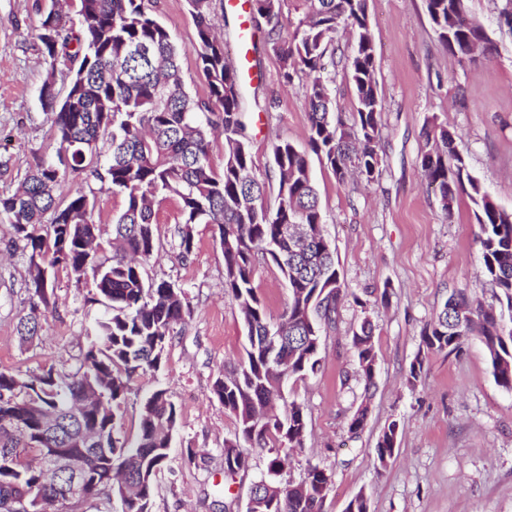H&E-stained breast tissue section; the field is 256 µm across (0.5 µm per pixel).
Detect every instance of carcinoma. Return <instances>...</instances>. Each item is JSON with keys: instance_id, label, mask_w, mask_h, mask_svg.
<instances>
[{"instance_id": "1", "label": "carcinoma", "mask_w": 512, "mask_h": 512, "mask_svg": "<svg viewBox=\"0 0 512 512\" xmlns=\"http://www.w3.org/2000/svg\"><path fill=\"white\" fill-rule=\"evenodd\" d=\"M286 0H252L251 29L281 62L289 82L300 71L315 77L308 85V146L301 151L286 140L271 145L279 174L277 202L266 205V184L255 171L242 120L240 70L226 60L214 30L224 0H187L196 30L195 51L206 93L184 90L180 49L145 0H79L74 25L59 0L41 14L38 39L50 60L41 88L45 110L54 114L55 153H34L21 186L0 195V214L11 217L14 245L27 254L30 313L19 320L20 336L37 334L41 311L57 308L54 282L60 270L82 271L91 284L84 301L104 303L95 321L96 341L72 372L54 366L40 372L0 371V512L23 497L41 500V512L61 504L66 512H99L102 498H121L122 512H151L155 480L168 462L178 410L158 389L140 405V432L133 442L117 437L121 404L140 372L159 370L163 353L190 314L186 293L166 280H148L142 265L158 248L155 206L160 195L179 204L174 236L183 258L194 250L191 225L214 224L224 255V292L237 303L247 328L246 358L213 384L237 431L224 447V472L249 467V448L268 449L266 474L254 499L258 512H324L332 477L308 466L295 482L283 478L285 448H301L308 428L307 409L282 395L289 380L317 374L322 337L335 324L336 304L347 294L335 251L324 241V215L309 154H315L339 182L356 170L375 180L381 162L384 104L375 78L376 56L369 28L368 0H292L300 14L289 36L281 16ZM439 39L460 59H471V43L484 34L467 9V0H425ZM351 30L355 43L343 69L352 81L356 112L346 123L333 110L330 84L336 73V36ZM61 68L68 84L56 87ZM224 132V167L210 159L212 135ZM429 149L420 158L428 186L453 215L461 193L476 207L482 269L498 287L499 307L474 304L462 292L451 294L421 334L428 351L457 350L466 339L484 344L496 383L512 392V211L497 207L467 171L453 134L441 126L424 128ZM108 146L104 164L90 166L83 151ZM93 178L124 195L125 207L113 221L110 253L100 259L85 250L101 239L94 199L74 180ZM50 222L43 224L45 214ZM271 261L288 284V306L272 321L253 286L257 259ZM374 326L363 320L352 345L364 381L374 386ZM104 433L98 452L82 443L84 429ZM377 442V459L386 467L397 448L399 425ZM82 457L83 483L63 469L47 474L40 461L56 450Z\"/></svg>"}]
</instances>
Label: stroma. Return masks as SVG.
I'll use <instances>...</instances> for the list:
<instances>
[{"label":"stroma","instance_id":"obj_1","mask_svg":"<svg viewBox=\"0 0 512 512\" xmlns=\"http://www.w3.org/2000/svg\"><path fill=\"white\" fill-rule=\"evenodd\" d=\"M34 0H0V193L14 192L33 161L48 151L51 115L40 89L50 71L37 38L40 17ZM470 13L493 45L491 56L459 61L437 38L425 0H368L376 51V80L384 100L381 173L372 183L357 176L338 182L313 163L325 230L336 248L349 292L327 333L316 375L288 382L289 399L309 413L303 448L290 451L287 474L303 477L316 464L332 476L324 512H345L364 493L369 512H512V392L495 381L490 359L477 338L459 350L422 352L420 335L448 295L464 292L483 305L496 289L484 277L475 207L460 195L453 215L427 189L419 160L422 131L440 125L452 132L470 175L500 208L512 210V31L504 25L502 0H467ZM157 20L181 50L186 90L205 93L186 0H150ZM239 19L227 13L217 31L230 63L246 56L251 78L243 83L244 122L256 173L275 200L279 177L271 144L288 140L308 147L306 85L279 76V59L254 38L240 48ZM158 252L144 266L146 278L185 290L190 315L166 348L158 371L136 377L121 412L120 437L139 432L141 401L165 389L180 419L167 466L158 474L152 512H245L252 481L265 472L267 451L250 449L251 468L225 481L222 449L237 422L212 392L225 368L240 362L248 345L239 309L224 292V256L218 228L196 224L194 253L180 256L174 228L176 200L156 207ZM11 220L0 214V370H74L90 344L86 330L103 314L85 303L87 286L66 272L55 282L58 306L39 320L36 336L21 341L16 327L30 312L27 257L11 247ZM254 286L268 315L279 319L288 287L272 263H256ZM387 302H380L381 292ZM375 326L376 383L363 430L349 431L364 396L351 344L363 319ZM423 356L425 373L409 383L408 370ZM398 422V447L387 467L376 457L379 436ZM203 458L193 465L188 450Z\"/></svg>","mask_w":512,"mask_h":512}]
</instances>
